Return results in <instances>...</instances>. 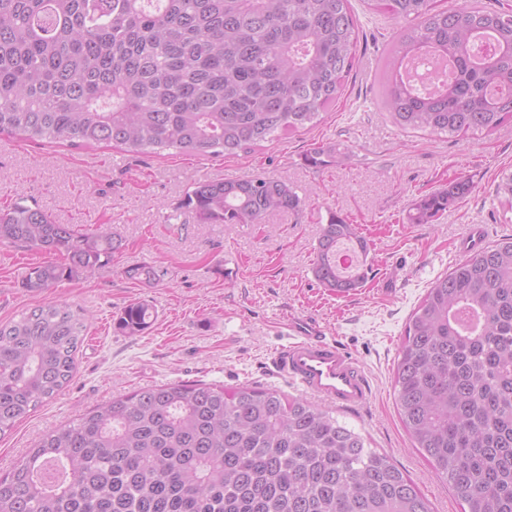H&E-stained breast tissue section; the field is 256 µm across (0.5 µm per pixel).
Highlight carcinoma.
Returning a JSON list of instances; mask_svg holds the SVG:
<instances>
[{"label": "carcinoma", "mask_w": 512, "mask_h": 512, "mask_svg": "<svg viewBox=\"0 0 512 512\" xmlns=\"http://www.w3.org/2000/svg\"><path fill=\"white\" fill-rule=\"evenodd\" d=\"M410 25L393 43L382 105L403 132L490 134L512 122V11L462 0H370ZM350 0H0V133L133 152L236 156L312 127L354 67ZM347 152L311 148L340 167ZM457 176L415 203L411 224L457 205ZM496 194L512 208V171ZM202 224H265L304 201L274 176L197 184L184 200ZM364 256L356 224L332 213L314 278L349 294L368 266L344 272L336 248ZM66 263L29 269L23 286L90 275L117 246L21 201L0 209V244ZM128 276L151 283L147 264ZM85 318L48 303L0 324V435L72 377ZM153 311L126 305L119 331ZM396 404L414 446L464 505L512 512V238L479 248L428 289L404 330ZM0 512H432L391 458L329 409L257 385L141 388L48 431L6 476Z\"/></svg>", "instance_id": "carcinoma-1"}]
</instances>
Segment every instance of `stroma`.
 Returning a JSON list of instances; mask_svg holds the SVG:
<instances>
[{"mask_svg": "<svg viewBox=\"0 0 512 512\" xmlns=\"http://www.w3.org/2000/svg\"><path fill=\"white\" fill-rule=\"evenodd\" d=\"M350 4L358 38L343 96L316 126L251 153H120L0 134V208L24 199L82 232L105 225L120 244L93 275L41 293L23 281L45 254L0 245V323L48 302L89 315L70 382L0 437V475L49 428L140 388L254 384L294 394L271 356L287 342L289 324L305 318L355 357L370 380L369 404L337 409L339 420L387 453L432 512H461L400 421L393 370L411 313L432 283L462 261L459 240L468 229L486 226L491 243L512 237V209L496 197L500 172L512 168V124L462 138L400 132L381 105V75L405 23L374 13L366 0ZM326 143L347 149L346 165L307 167L304 154ZM461 174L476 186L471 195L430 223H408L413 202ZM253 175L288 180L304 200L302 211L273 214L264 224H202L183 205L195 183ZM332 213L357 224L370 246L368 280L346 296L323 288L311 272ZM141 264L155 267L154 283L126 276ZM138 301L153 306V324L138 335L121 333L120 311Z\"/></svg>", "mask_w": 512, "mask_h": 512, "instance_id": "35a3bbf8", "label": "stroma"}]
</instances>
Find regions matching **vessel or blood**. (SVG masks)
<instances>
[{"mask_svg":"<svg viewBox=\"0 0 512 512\" xmlns=\"http://www.w3.org/2000/svg\"><path fill=\"white\" fill-rule=\"evenodd\" d=\"M288 341L272 358L275 371L315 399L344 407L361 406L370 397V383L359 365L316 327L291 323Z\"/></svg>","mask_w":512,"mask_h":512,"instance_id":"1","label":"vessel or blood"}]
</instances>
